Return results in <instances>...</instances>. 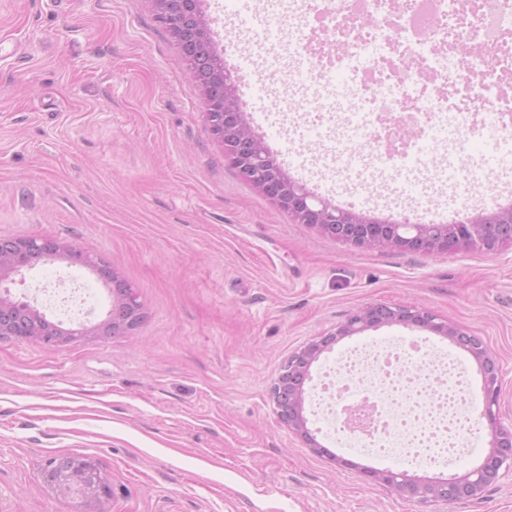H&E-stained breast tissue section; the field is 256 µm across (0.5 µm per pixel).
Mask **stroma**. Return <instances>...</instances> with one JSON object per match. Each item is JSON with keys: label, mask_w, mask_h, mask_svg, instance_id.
<instances>
[{"label": "stroma", "mask_w": 512, "mask_h": 512, "mask_svg": "<svg viewBox=\"0 0 512 512\" xmlns=\"http://www.w3.org/2000/svg\"><path fill=\"white\" fill-rule=\"evenodd\" d=\"M222 55L249 50L239 90L267 145L315 193L392 218L430 196L457 212L468 169L469 214L489 188L512 195V146L440 137L425 185L341 172L335 141L307 130L306 105L252 88L266 71L258 43L296 37L283 0H207ZM0 236L55 237L114 266L146 313L109 339L46 348L0 337V512H81L41 479L51 459L94 456L107 512H512V477L454 503L410 502L366 478L399 470L437 480L465 474L490 450L486 428L447 463L352 450L306 410L315 453L281 424L270 388L288 357L370 304L426 308L478 336L502 375L499 417L512 424V246L411 253L359 249L319 235L240 182L210 136L192 71L151 0H0ZM76 285L80 314L45 287ZM72 326L106 318L110 299L87 267L39 263L10 286ZM420 340L458 365L474 394V358L449 338L402 324L338 340L320 374L353 349Z\"/></svg>", "instance_id": "35a3bbf8"}]
</instances>
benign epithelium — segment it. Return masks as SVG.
<instances>
[{
	"instance_id": "obj_1",
	"label": "benign epithelium",
	"mask_w": 512,
	"mask_h": 512,
	"mask_svg": "<svg viewBox=\"0 0 512 512\" xmlns=\"http://www.w3.org/2000/svg\"><path fill=\"white\" fill-rule=\"evenodd\" d=\"M152 3L157 17L164 23L181 54L193 51L194 46L200 43L213 42L211 19L201 11L190 10L195 0H182L185 4L182 10L174 8L175 0H152ZM196 79L206 99L212 88L222 89V96L210 101L205 118L220 117V132L214 140L221 145L224 155L237 159L235 173L238 179L288 212L296 223L307 224L329 238L335 237L334 229L341 227L350 231L346 243L371 250L397 248L417 253L467 251L485 244L489 229L493 227L508 233V244H512V210L492 211L479 219L463 215L454 224L412 223L404 218L384 226L375 235L363 234L361 229L373 221L353 209L336 207L330 199L311 192L304 183L288 176L263 138L252 131L243 109L237 79L224 68L223 62L202 64L196 72ZM34 257L50 263L78 262L102 275L112 288L111 311L106 318L92 325L49 329L32 306L25 319L17 318L22 302L12 295L9 284L15 282V276ZM136 318L137 310L131 299L126 297L124 282L112 264L90 262L80 245L53 237H0V336H14L48 347H59L79 339H106L126 333L134 327ZM389 324L429 329L463 346L474 357L482 375L485 409L481 417L490 427V451L460 477L419 480L392 470L371 472L369 476L396 489L409 501L452 502L478 497L503 477L504 464L512 462V427L502 425L493 410L500 392L501 371L498 361L478 337L455 325L436 321L429 310L371 304L353 313L335 332L317 336L295 351L271 388L278 420L302 435L314 451H321L310 434L304 415V385L312 364L337 340ZM79 459L83 460V466L65 468L46 482L59 495L79 494L87 501L102 502L105 499L101 493L104 476L94 469L95 458L81 455Z\"/></svg>"
}]
</instances>
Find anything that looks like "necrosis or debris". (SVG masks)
<instances>
[{"mask_svg": "<svg viewBox=\"0 0 512 512\" xmlns=\"http://www.w3.org/2000/svg\"><path fill=\"white\" fill-rule=\"evenodd\" d=\"M303 8L313 25L298 49L314 76L352 72L365 116L359 139L376 165L395 170L412 153L420 166L431 161L403 141L400 121L382 123L387 112L414 118L427 135L448 113L461 140L480 132L512 140V98L498 86L512 67L502 51L512 39V0H303ZM332 24L344 37L335 57L314 47ZM464 34L477 39L478 59L454 54L434 62L431 50ZM315 410L343 438L429 462L466 447L476 422L456 365L416 343L350 351L323 372Z\"/></svg>", "mask_w": 512, "mask_h": 512, "instance_id": "necrosis-or-debris-1", "label": "necrosis or debris"}]
</instances>
